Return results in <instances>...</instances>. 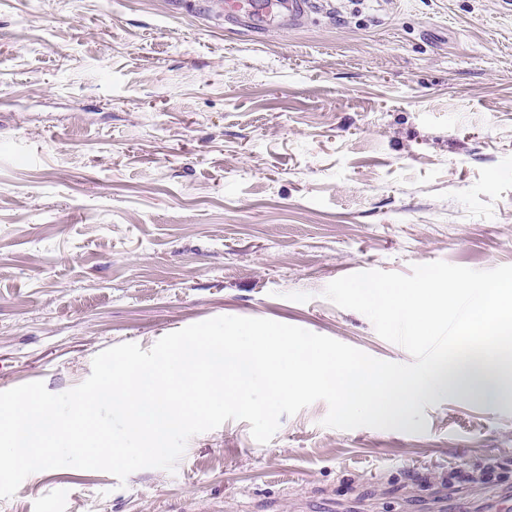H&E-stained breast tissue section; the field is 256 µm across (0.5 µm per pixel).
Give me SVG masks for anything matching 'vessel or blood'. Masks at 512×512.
<instances>
[{"label": "vessel or blood", "mask_w": 512, "mask_h": 512, "mask_svg": "<svg viewBox=\"0 0 512 512\" xmlns=\"http://www.w3.org/2000/svg\"><path fill=\"white\" fill-rule=\"evenodd\" d=\"M314 6V0H222L220 4L226 20L257 29L277 20L286 26L300 22Z\"/></svg>", "instance_id": "b4317fda"}]
</instances>
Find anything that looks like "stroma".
<instances>
[{"label": "stroma", "mask_w": 512, "mask_h": 512, "mask_svg": "<svg viewBox=\"0 0 512 512\" xmlns=\"http://www.w3.org/2000/svg\"><path fill=\"white\" fill-rule=\"evenodd\" d=\"M434 261L512 265V0H327L297 26L210 0H0V391L54 394L100 352L218 316L410 362L323 291ZM264 444L229 420L174 471L29 475L0 512H491L512 389L426 399L408 431ZM505 462L502 482L449 473Z\"/></svg>", "instance_id": "obj_1"}]
</instances>
